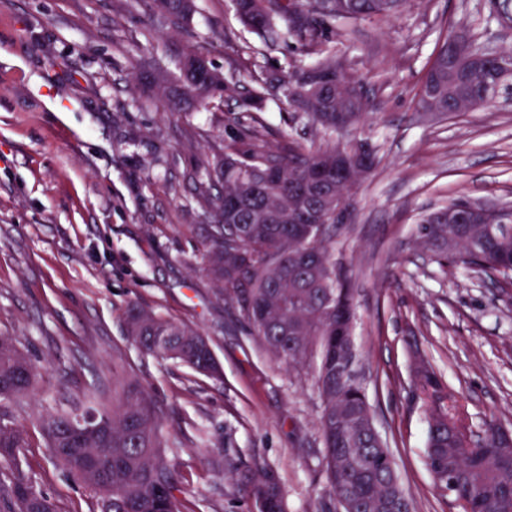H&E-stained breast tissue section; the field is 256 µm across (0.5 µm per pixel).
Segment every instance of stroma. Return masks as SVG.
I'll list each match as a JSON object with an SVG mask.
<instances>
[{"label": "stroma", "mask_w": 512, "mask_h": 512, "mask_svg": "<svg viewBox=\"0 0 512 512\" xmlns=\"http://www.w3.org/2000/svg\"><path fill=\"white\" fill-rule=\"evenodd\" d=\"M123 0H0V336L38 369L32 396L0 401L23 426L20 468L58 512H92L83 486L55 465L40 412L111 388L122 364L149 385L179 472L181 512H248L224 478V457L273 468L286 512H337L328 493L315 368L274 361L207 270L206 135L237 111L167 112L136 91L142 59L164 68L188 51L219 70L243 59L250 87L262 72L312 62L304 42L265 47L230 0H197L173 28ZM324 53L365 84L366 121L326 137L366 141L379 159L352 193L332 250L348 273L357 319L355 374L416 512H462L425 465L434 404L417 388L429 365L473 431L496 418L512 430V281L440 267L416 220L458 199L512 204V106L494 97L470 112L417 110L439 41L512 51V28L488 0H409L396 16L321 25ZM264 108L270 148L313 135ZM134 306L206 336L221 367L212 378L140 354L124 335Z\"/></svg>", "instance_id": "obj_1"}]
</instances>
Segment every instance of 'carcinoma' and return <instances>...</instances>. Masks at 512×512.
<instances>
[{
  "label": "carcinoma",
  "mask_w": 512,
  "mask_h": 512,
  "mask_svg": "<svg viewBox=\"0 0 512 512\" xmlns=\"http://www.w3.org/2000/svg\"><path fill=\"white\" fill-rule=\"evenodd\" d=\"M406 0H243L236 12L243 25L266 46L296 38L319 55L301 73L341 75L342 86H303L298 73L282 72L254 79L241 98L238 116L207 159L208 184L198 201L211 220L208 271L221 284L253 334L272 357L292 366L319 358L318 383L323 397L320 430L329 492L341 512H388L386 502L400 495L401 509L413 512L401 493L395 463L387 446L375 438L362 386L345 372L351 346L337 334L345 319H355L352 288L344 269L332 258L334 229L342 218L326 213L308 239L292 235L298 211L316 203V193L293 190L301 174L314 167L335 171L336 147L313 141H292L278 153L267 148L261 109L282 96L296 113L306 116L321 133L336 132V112L358 122L368 106L363 86L336 62L320 56L325 20L388 18L400 13ZM177 27L196 9L195 0H125L126 11L138 8ZM449 36L431 61L417 94V105L438 112L467 97L512 55L490 58L480 73L467 72L457 60ZM142 93L156 98L171 112L196 110L216 100L239 95V72L224 73L206 58L190 52L178 63L179 77L149 63ZM222 192L213 195L210 186ZM421 244L441 265L479 268L508 276L512 271V235L488 238L482 224H441L435 212L418 220ZM320 256L314 267L300 257ZM131 345L148 355L179 361L210 376L219 366L209 342L195 329L141 308L131 309L125 322ZM37 373L10 336H0V399L24 397L35 388ZM419 388L437 403L428 432L426 466L437 487L451 492L465 512H512V449L503 452L501 426L488 420L483 434L464 443L453 430L466 427L445 407L448 394L434 373L424 371ZM51 456L95 499L98 512H179L175 496L178 477L172 452L162 433L155 400L133 372L112 371V402L105 393L84 394L40 418ZM29 447L24 429L0 420V462L17 464ZM226 478L250 503V512H285L280 482L274 472L245 462L225 461ZM0 501L8 512H57L54 502L38 491L17 469L0 479Z\"/></svg>",
  "instance_id": "cac0c4a2"
}]
</instances>
